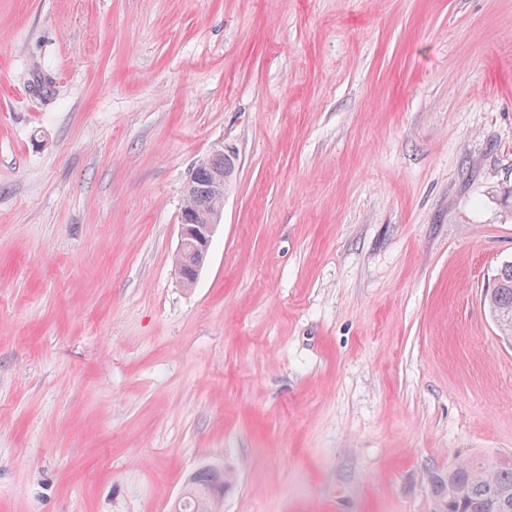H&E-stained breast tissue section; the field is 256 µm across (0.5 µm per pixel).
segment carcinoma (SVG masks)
Listing matches in <instances>:
<instances>
[{"instance_id":"1","label":"carcinoma","mask_w":512,"mask_h":512,"mask_svg":"<svg viewBox=\"0 0 512 512\" xmlns=\"http://www.w3.org/2000/svg\"><path fill=\"white\" fill-rule=\"evenodd\" d=\"M236 168L230 151L215 150L202 158L191 173V183L183 192L182 209L191 212L199 224L219 219L224 196L213 191L215 178ZM197 257L178 253L175 272L182 285L193 287L190 270ZM484 308L500 336L512 340V261L503 263L493 285L486 290ZM236 479L234 469L223 463L206 464L185 481L182 496L171 512H221L224 491ZM427 483L433 512H512V461L483 451L466 455L446 469L429 473Z\"/></svg>"}]
</instances>
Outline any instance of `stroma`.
Here are the masks:
<instances>
[{
	"instance_id": "stroma-1",
	"label": "stroma",
	"mask_w": 512,
	"mask_h": 512,
	"mask_svg": "<svg viewBox=\"0 0 512 512\" xmlns=\"http://www.w3.org/2000/svg\"><path fill=\"white\" fill-rule=\"evenodd\" d=\"M239 158L193 288L185 183ZM512 0H0V512H432L512 456ZM484 308L504 339L512 340V261L504 262L486 290ZM235 479L234 469L224 462L198 468L185 481L183 494L171 512H220L224 491Z\"/></svg>"
}]
</instances>
